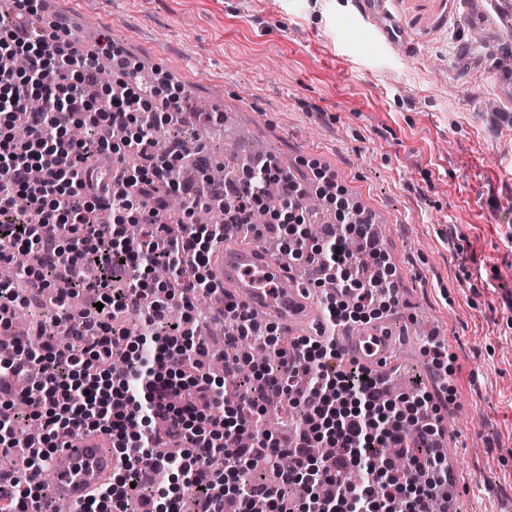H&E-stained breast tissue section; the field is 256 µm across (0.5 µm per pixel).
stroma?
Segmentation results:
<instances>
[{
  "instance_id": "35a3bbf8",
  "label": "stroma",
  "mask_w": 512,
  "mask_h": 512,
  "mask_svg": "<svg viewBox=\"0 0 512 512\" xmlns=\"http://www.w3.org/2000/svg\"><path fill=\"white\" fill-rule=\"evenodd\" d=\"M493 35L472 39L463 0H390L415 46L374 44L354 0H54L185 101L224 113V134L303 185L317 172L382 232L401 303L383 324L399 393L429 364L420 326L446 332L432 389L458 478L454 512H512V103L494 71L512 56V0H483ZM495 102L489 111L487 102Z\"/></svg>"
}]
</instances>
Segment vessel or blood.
<instances>
[{"instance_id":"vessel-or-blood-1","label":"vessel or blood","mask_w":512,"mask_h":512,"mask_svg":"<svg viewBox=\"0 0 512 512\" xmlns=\"http://www.w3.org/2000/svg\"><path fill=\"white\" fill-rule=\"evenodd\" d=\"M469 0L465 24L475 38L489 37L490 26L478 7ZM389 0H356L359 15L369 24L377 43L412 52L405 33L388 8ZM213 275L240 309L263 315L265 320L296 332L317 318L316 297L297 286L287 267L276 256L243 242L225 237L213 261ZM343 357L373 373H383L391 359L393 344L380 325L372 324L345 336L340 343ZM59 453L63 466L54 468L51 487L55 497L78 505L89 494L112 480L115 464L111 440L98 436L67 439Z\"/></svg>"}]
</instances>
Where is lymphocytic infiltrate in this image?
I'll return each mask as SVG.
<instances>
[{
    "mask_svg": "<svg viewBox=\"0 0 512 512\" xmlns=\"http://www.w3.org/2000/svg\"><path fill=\"white\" fill-rule=\"evenodd\" d=\"M12 2L14 20L0 26V262L12 251L28 250L34 256L25 276L29 287L55 293L61 301L96 288L102 307L38 326L35 334L43 344L36 356L12 333L15 313L28 297L14 284L0 282V393L11 392L14 413L12 426L0 428V449L19 445V424L35 420L43 430L23 474L10 477L8 503L0 512H29L48 495L41 477L54 462L63 429L111 438L120 471L134 473L137 512H177L187 490L202 497L204 512H224L223 499L212 492L213 459L223 458L225 471L234 474L250 459L276 467L285 453L292 465L279 482L245 485L235 493L233 502L242 512H249L256 498L269 512H433L435 489L448 480L436 446V404L424 394L383 392L381 376L344 364L334 337L298 338L280 346L279 327L259 324L226 301L218 309L224 320L225 374L244 365L232 353L240 338L271 344L278 364L261 368L255 378L262 397L291 407L297 421L289 445L262 431L252 447H238L239 427L263 412L259 399L246 389L226 397L207 373L187 372L204 348L177 339L194 334L191 295L218 291L208 267L227 233L247 224L255 238L281 237L283 225L252 223L255 192L274 184L284 206L298 210L301 185L268 160L251 165L242 180L228 177L200 187L172 183L169 171L187 155L188 143L177 138L158 152L150 129L161 119L169 125L181 121L180 90L166 83L142 87L132 77L131 62L111 44L95 53L77 48L62 20L44 18L42 0ZM106 59L121 74L117 86L104 87L100 80ZM18 112L29 117L30 132L23 140L12 129ZM132 124L136 134L114 140L115 128ZM78 125L86 128L87 140L72 139L70 131ZM131 153L139 157L138 167L126 165ZM173 194L186 203L185 232L177 239L169 238L165 227L166 200ZM215 198L228 205L223 223L194 222L196 210ZM102 206L112 209V223H89V214ZM32 210L39 216L34 223L27 219ZM136 225L144 229L137 242L131 238ZM352 228L358 249L374 261L372 274L356 271L353 254L332 227L314 245L306 231L297 230L289 250L294 258L319 261L335 279L337 294L324 308L332 327L348 322L350 310L377 314L399 302L394 273L379 260L368 224L357 221ZM159 265L176 273L191 268L193 277L179 287L154 279ZM118 276L127 279V287L109 289L110 279ZM175 299L184 314L173 323L168 313ZM130 310L141 315L140 334L151 346L144 350L129 343L124 381L116 387L110 353L118 330L111 319ZM219 403L233 413V428H225L223 416L215 414ZM159 420L182 440V453H157L161 440L152 425ZM325 424L336 456L329 466L315 467L310 451L324 443L320 428ZM398 460L406 466L397 474L392 465ZM348 470L357 472L356 484L341 482ZM159 471L182 477L180 492L155 486Z\"/></svg>",
    "mask_w": 512,
    "mask_h": 512,
    "instance_id": "f902f5d3",
    "label": "lymphocytic infiltrate"
}]
</instances>
